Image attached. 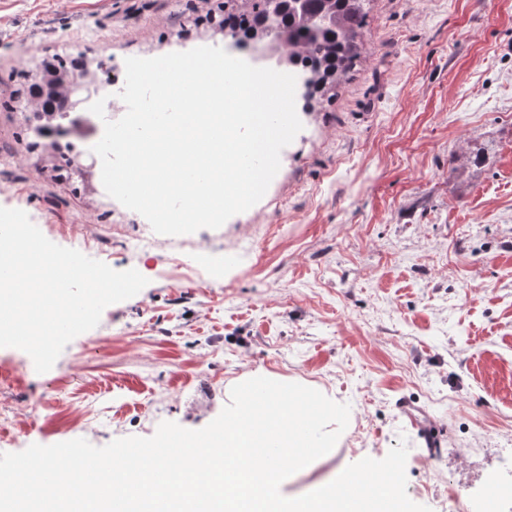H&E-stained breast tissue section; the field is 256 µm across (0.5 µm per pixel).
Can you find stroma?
<instances>
[{
	"label": "stroma",
	"mask_w": 512,
	"mask_h": 512,
	"mask_svg": "<svg viewBox=\"0 0 512 512\" xmlns=\"http://www.w3.org/2000/svg\"><path fill=\"white\" fill-rule=\"evenodd\" d=\"M216 4L0 0V207L148 280L46 373L0 348V432L24 449L200 429L233 386L274 376L351 407L333 454L283 496L403 441L413 502L441 512L451 489L487 512L492 481L497 512H512V0H372L366 51L334 96H296L303 128L264 197L220 228L131 251L143 216L50 171L26 75L56 54L120 68L198 46L276 68L267 40L214 31ZM402 398L444 431L437 455Z\"/></svg>",
	"instance_id": "1"
}]
</instances>
